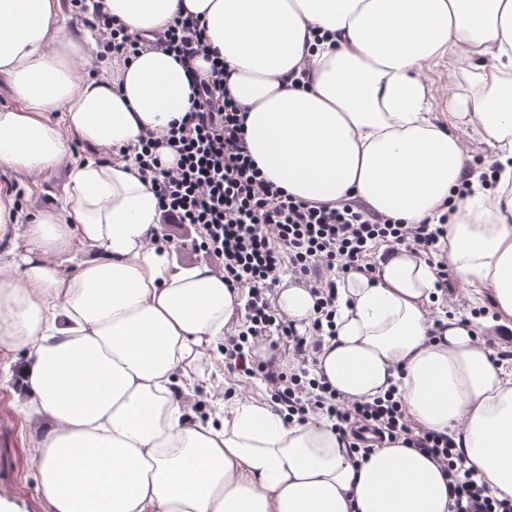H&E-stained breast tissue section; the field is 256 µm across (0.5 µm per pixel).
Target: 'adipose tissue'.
I'll return each instance as SVG.
<instances>
[{
  "label": "adipose tissue",
  "instance_id": "obj_1",
  "mask_svg": "<svg viewBox=\"0 0 512 512\" xmlns=\"http://www.w3.org/2000/svg\"><path fill=\"white\" fill-rule=\"evenodd\" d=\"M105 7L144 45L130 61L97 60L57 29L61 0H0V79L14 99L0 107V173L67 170L56 212L22 215L0 192V348L25 356L47 512H450L441 462L404 438L357 464L330 422L289 421L260 399L217 424L187 415L191 365L236 319L238 295L158 249V201L132 162H79L67 142L108 154L192 110V80L160 42L179 14L198 17L223 58L224 93L245 106L267 179L316 203L352 193L405 224L446 218L453 286L488 297L492 314L446 315L434 268L384 245L372 274L338 282L317 370L350 402L394 393L512 499V366L484 342L512 332V0ZM442 64L439 103L427 73ZM470 133L492 149L495 186L467 166ZM78 245L85 257L65 268ZM275 306L300 331L314 314L297 285Z\"/></svg>",
  "mask_w": 512,
  "mask_h": 512
}]
</instances>
